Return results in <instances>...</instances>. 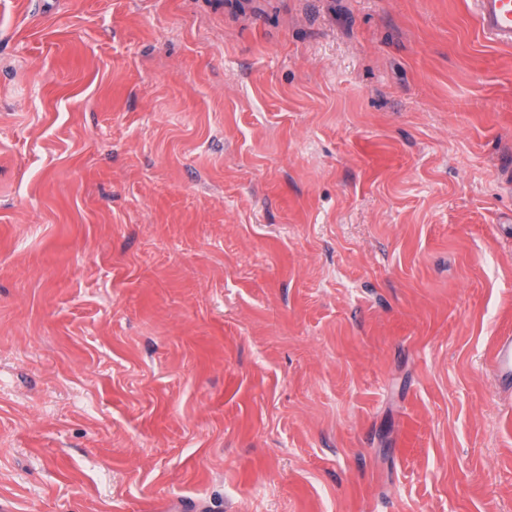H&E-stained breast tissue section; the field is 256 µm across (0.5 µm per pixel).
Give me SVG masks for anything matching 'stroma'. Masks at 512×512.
<instances>
[{
	"instance_id": "obj_1",
	"label": "stroma",
	"mask_w": 512,
	"mask_h": 512,
	"mask_svg": "<svg viewBox=\"0 0 512 512\" xmlns=\"http://www.w3.org/2000/svg\"><path fill=\"white\" fill-rule=\"evenodd\" d=\"M505 333L471 0H0L12 512H512ZM494 377L499 382H508L512 376V336H500L490 358Z\"/></svg>"
}]
</instances>
